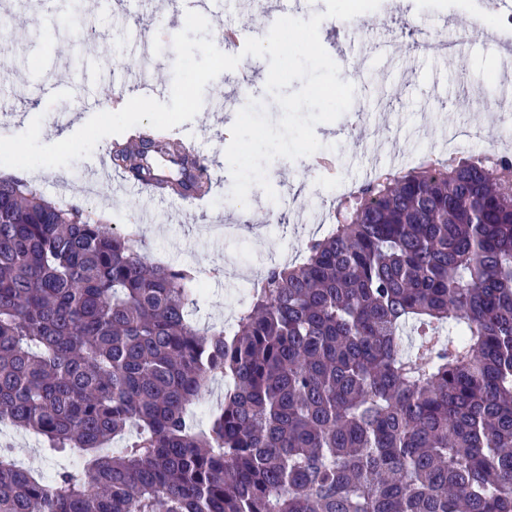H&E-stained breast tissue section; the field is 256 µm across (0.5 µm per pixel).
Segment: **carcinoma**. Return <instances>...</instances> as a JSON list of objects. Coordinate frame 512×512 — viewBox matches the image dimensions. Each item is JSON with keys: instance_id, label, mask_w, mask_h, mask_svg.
I'll return each mask as SVG.
<instances>
[{"instance_id": "obj_1", "label": "carcinoma", "mask_w": 512, "mask_h": 512, "mask_svg": "<svg viewBox=\"0 0 512 512\" xmlns=\"http://www.w3.org/2000/svg\"><path fill=\"white\" fill-rule=\"evenodd\" d=\"M112 164L206 192L164 130ZM335 220L202 330L191 269L0 177V422L78 459L46 481L0 448V512H512V158L378 175ZM223 396L224 381L222 379L215 380L211 384V392L192 408L195 422L199 428H207L210 415L219 406Z\"/></svg>"}]
</instances>
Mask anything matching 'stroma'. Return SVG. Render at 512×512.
I'll use <instances>...</instances> for the list:
<instances>
[{"label": "stroma", "mask_w": 512, "mask_h": 512, "mask_svg": "<svg viewBox=\"0 0 512 512\" xmlns=\"http://www.w3.org/2000/svg\"><path fill=\"white\" fill-rule=\"evenodd\" d=\"M81 16L70 17L63 0H0L9 26L0 32L8 44L0 55V137L22 133L42 117L40 140L55 143L92 116L91 96L127 102L120 90L132 72L145 69L162 89L155 98L169 102L175 54L173 36L185 25L176 0H83ZM479 7L478 0H381L377 10L357 16L368 39L351 34L346 21L325 17L320 40L343 80L354 84L350 109L315 128L329 145L333 171L313 168L309 158H279L267 175L277 201L261 188L250 194L255 213L237 211L230 198L232 178L225 157L236 114L248 101H261L271 119L282 111L265 91L268 61L248 57L255 80L239 89L230 73L205 88L206 107L193 120L173 128V136L199 143L212 175L205 203L158 196L144 203L138 195L105 178H91L93 157L67 167L27 171V179L59 205L81 203L107 214L119 232L129 234L151 259L196 268L202 290L193 319L199 327L224 324L239 311L242 274L259 275L272 262H298L309 237L325 234L344 186L365 183L378 168L408 170L429 146L447 145L466 126L485 124L496 104L512 93V17L494 13L482 39L463 41L454 56L410 51L416 25L431 38L459 34ZM17 461L53 477L71 460L48 454L35 432L0 425Z\"/></svg>", "instance_id": "1"}]
</instances>
